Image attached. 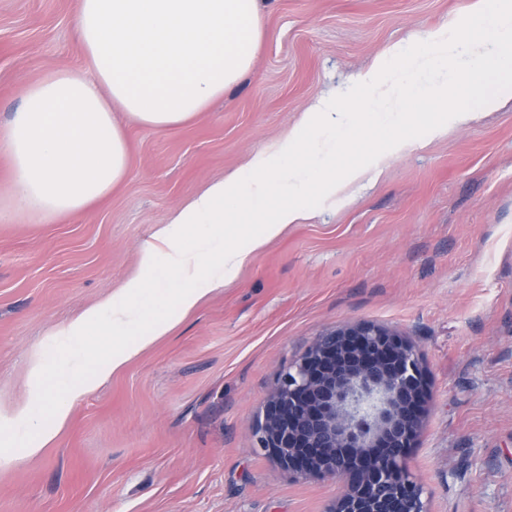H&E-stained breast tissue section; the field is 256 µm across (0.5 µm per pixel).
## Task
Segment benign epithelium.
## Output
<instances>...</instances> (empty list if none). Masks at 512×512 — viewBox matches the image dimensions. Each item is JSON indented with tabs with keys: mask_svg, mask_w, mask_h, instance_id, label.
Listing matches in <instances>:
<instances>
[{
	"mask_svg": "<svg viewBox=\"0 0 512 512\" xmlns=\"http://www.w3.org/2000/svg\"><path fill=\"white\" fill-rule=\"evenodd\" d=\"M426 399L422 359L406 337L373 322L344 324L280 374L257 445L285 471L341 484L328 512H427L406 468Z\"/></svg>",
	"mask_w": 512,
	"mask_h": 512,
	"instance_id": "7a95c632",
	"label": "benign epithelium"
}]
</instances>
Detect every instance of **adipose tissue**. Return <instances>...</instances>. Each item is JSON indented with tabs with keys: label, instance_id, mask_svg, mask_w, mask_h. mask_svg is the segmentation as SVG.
I'll return each instance as SVG.
<instances>
[{
	"label": "adipose tissue",
	"instance_id": "adipose-tissue-1",
	"mask_svg": "<svg viewBox=\"0 0 512 512\" xmlns=\"http://www.w3.org/2000/svg\"><path fill=\"white\" fill-rule=\"evenodd\" d=\"M74 23L85 66L25 81L20 107L0 125L12 171L2 224L89 210L129 173L114 111L153 129L185 124L248 74L262 37L259 0H77ZM471 24L470 35L442 26L421 43L389 46L355 77V109L313 99L281 139L181 204L141 246L140 274L57 329L62 363L32 351L26 399L0 407V470L38 457L78 397L307 220L312 200L335 202L415 150L420 117L442 137L512 99V0H475ZM350 153L356 161L337 178V158Z\"/></svg>",
	"mask_w": 512,
	"mask_h": 512
}]
</instances>
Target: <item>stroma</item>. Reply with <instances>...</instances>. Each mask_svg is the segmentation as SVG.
Returning <instances> with one entry per match:
<instances>
[{"instance_id":"1","label":"stroma","mask_w":512,"mask_h":512,"mask_svg":"<svg viewBox=\"0 0 512 512\" xmlns=\"http://www.w3.org/2000/svg\"><path fill=\"white\" fill-rule=\"evenodd\" d=\"M77 0H0V124L19 84L84 66ZM474 0H266L249 75L198 118L122 123L129 174L85 213L0 223V404L33 349L139 271V249L205 181L284 136L387 46L465 28ZM422 144L260 250L169 336L80 397L40 457L0 471V512H328L335 481L279 468L254 422L280 373L354 321L407 337L426 370L406 466L428 512H512V101Z\"/></svg>"}]
</instances>
